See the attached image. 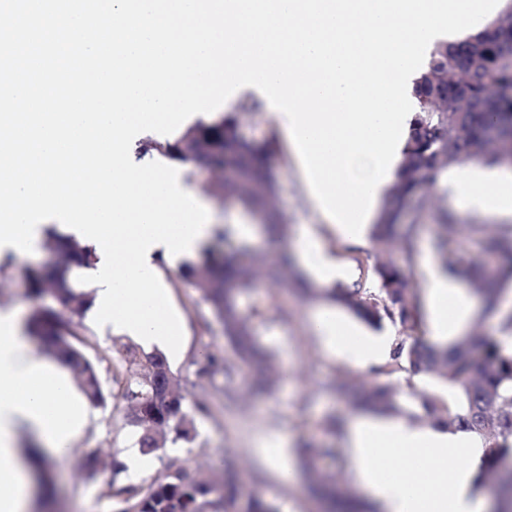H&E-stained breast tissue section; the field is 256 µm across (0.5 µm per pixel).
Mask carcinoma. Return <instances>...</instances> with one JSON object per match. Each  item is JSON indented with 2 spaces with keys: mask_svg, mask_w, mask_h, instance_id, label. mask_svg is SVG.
Masks as SVG:
<instances>
[{
  "mask_svg": "<svg viewBox=\"0 0 512 512\" xmlns=\"http://www.w3.org/2000/svg\"><path fill=\"white\" fill-rule=\"evenodd\" d=\"M416 101L414 115L396 176L384 196L366 252V275L350 286L327 288L323 298L338 304L361 321L377 326L387 320L397 328L390 360L369 371L359 384L336 377L322 384L331 396L354 408L372 407L401 414V397L413 398L419 419L434 418L450 430L477 435L486 448L480 486L490 494L489 512H512V352L489 336L469 334L452 347L438 351L421 336L420 285L415 264L421 225L406 220L434 205L438 176L449 167L475 163L512 171V0L484 28L460 41H437L427 61L411 83ZM240 116L221 115L212 122L199 120L175 139L147 140L142 154H159L195 174L200 164L215 169L235 166L242 178L206 185L213 196L235 199L253 212L273 211L276 173L271 165L273 142L240 139ZM437 236L446 252L448 271L460 274L483 299V315L498 316V329L512 333V311H500L505 284L512 281L511 224H442ZM463 232L480 252L493 258L479 262L453 246ZM216 244L188 261L181 278L197 293V304L206 306L224 329L228 350L208 354L202 372L223 376L224 400L234 402L240 391L238 377L248 373L256 392L274 388L272 357L255 341L250 317L239 308L238 298L258 287L256 273L278 282L288 276L290 259L268 261L253 251L250 262L226 255ZM48 242L65 255L52 267L33 269L29 283L34 294L53 295L55 308H38L28 319L30 335L50 349L76 373L77 385L88 404L105 403L97 366L83 351L71 318L89 310L92 293L73 284L72 272L90 265L93 249L56 231ZM168 366L159 354H146L134 345L123 346L122 357L112 368V387L127 404L128 425L138 433L146 453L165 447L167 434L193 440L194 419L184 407L163 417L156 401L168 389ZM431 374L455 391L457 399L445 400L436 392L417 390L412 378ZM308 471L322 483L336 512H372L352 491L339 485V475L326 468L338 460L334 448H302ZM119 512H275L257 492L243 491L240 476L230 463L209 474L171 461L146 485L127 484L114 489Z\"/></svg>",
  "mask_w": 512,
  "mask_h": 512,
  "instance_id": "1",
  "label": "carcinoma"
}]
</instances>
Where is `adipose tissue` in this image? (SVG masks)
<instances>
[{"label":"adipose tissue","instance_id":"1","mask_svg":"<svg viewBox=\"0 0 512 512\" xmlns=\"http://www.w3.org/2000/svg\"><path fill=\"white\" fill-rule=\"evenodd\" d=\"M451 175L470 208L512 215V172L487 178L468 165ZM423 270L425 328L442 350L460 332L471 303L431 259ZM310 328L332 354L359 367L385 363L392 352L393 337L364 335L327 313L315 314ZM87 420L86 399L69 373L34 354L21 309H0V512H25L30 499L18 434L60 456ZM343 433L350 471L381 512H486L487 498L475 487L485 449L472 433L369 411L350 417Z\"/></svg>","mask_w":512,"mask_h":512}]
</instances>
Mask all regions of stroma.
I'll list each match as a JSON object with an SVG mask.
<instances>
[{"label": "stroma", "mask_w": 512, "mask_h": 512, "mask_svg": "<svg viewBox=\"0 0 512 512\" xmlns=\"http://www.w3.org/2000/svg\"><path fill=\"white\" fill-rule=\"evenodd\" d=\"M232 110L244 111L243 129L247 139L275 140L276 152L272 164L277 172V214L287 224L284 238L261 234L245 240L244 231L254 224L252 214L241 204L226 203L206 197L212 222L226 229L222 246L224 252H237L242 242L266 256L275 257L282 250L292 249L302 225L316 227L320 244L330 255L350 268L351 280L362 277L363 271L355 260L356 249H369V242L361 246L342 241L313 206L309 199L302 171L278 123L269 114L257 88L246 86L232 95ZM439 207L421 216L420 244L433 245L438 226L445 220L453 223H488V216L465 207L456 200V191L447 180L439 182ZM55 256L45 245H38L33 253L14 255L11 266L0 273V306H16L25 313L39 308L41 301L29 288V270L53 264ZM162 276L171 292L175 307L183 315L189 346L182 357L172 359L169 367L181 380L192 382L191 398L203 404L204 410L194 413L195 438L167 440L163 452L150 456L149 474H156L172 459L188 462L189 466L222 469L225 458H232L243 472L246 489L260 488L265 497L274 502L281 512H326L324 502L313 496L307 480L300 471L286 475L269 464L265 443L277 437L289 440L291 447L302 443H328L341 446V431L326 428L325 419L333 415L347 420L353 414L344 401L321 391V383L341 373L356 374V367L336 360L320 345L309 328L312 315L325 308L326 300L304 299L292 291L280 289L278 295L288 308L285 321L273 323L262 314L269 302V290L254 289L240 300L243 313L252 314L256 339L269 347L275 355L279 380L272 396H241L239 403L228 404L223 394L216 391L209 376L199 369L205 352L223 348L221 327L209 311L196 303V293L179 277L178 270L162 266ZM137 434L125 419L121 399L107 397L104 406L93 409L84 431L74 441L68 454L55 460L49 485L57 512H117L118 503L112 495V481L127 482V474H113L112 455L135 447ZM99 452L103 461L96 477H88L85 455L89 450Z\"/></svg>", "instance_id": "stroma-1"}]
</instances>
